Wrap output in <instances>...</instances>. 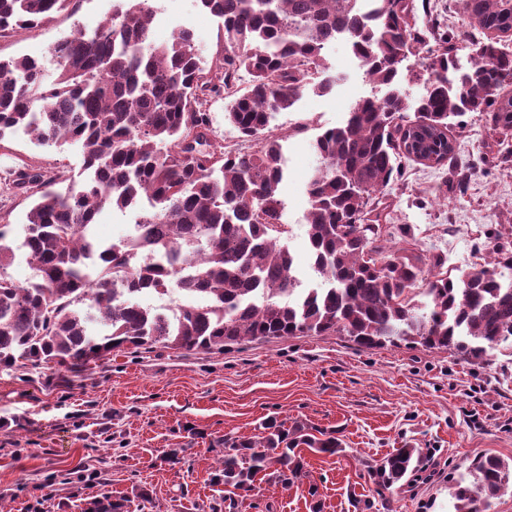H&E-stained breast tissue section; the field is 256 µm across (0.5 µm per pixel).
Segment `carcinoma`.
<instances>
[{"instance_id": "carcinoma-1", "label": "carcinoma", "mask_w": 512, "mask_h": 512, "mask_svg": "<svg viewBox=\"0 0 512 512\" xmlns=\"http://www.w3.org/2000/svg\"><path fill=\"white\" fill-rule=\"evenodd\" d=\"M151 2L112 0L95 29L78 27L58 41L51 81L36 57L0 59V139L21 129L41 146L74 145L86 172L64 191L40 170L14 180L35 200L20 229L0 224L1 370L82 368L129 347L210 352L304 335L346 336L365 348L406 341L471 359L512 342V240L496 235L491 260L454 278L441 256L426 263L386 249L375 201L400 174L398 159L414 157L418 122L437 129L443 166L455 159L449 119L488 111L503 134L499 163L512 161V0H456L470 27V66L432 28L438 54L418 74L424 92L414 100L399 88L403 63L427 47L413 0H197L224 26L223 50L208 68L187 27L154 42ZM69 4L0 0V33ZM340 38L373 92L315 139L305 225L320 283L302 288L284 242L282 144L270 124L304 93L332 92L339 77L329 73L326 51ZM242 71L252 77L245 88ZM220 96L228 99L225 118L254 148L211 144L207 104ZM106 206L135 209L146 233L101 240L94 224ZM20 253L33 270L25 285L6 274ZM145 292H203L209 301L181 306L173 321L131 301ZM299 448L346 452L333 432L272 420L258 437L224 439L216 480L242 499L259 476L288 487L303 476ZM421 456L396 448L368 474L390 488L417 474ZM95 476L51 472L45 485L89 489ZM471 476L455 481V512H479L480 499L512 490V469L494 455L475 459ZM135 502L152 503L150 491L89 494L83 512H130Z\"/></svg>"}]
</instances>
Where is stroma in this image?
<instances>
[{
  "label": "stroma",
  "instance_id": "obj_1",
  "mask_svg": "<svg viewBox=\"0 0 512 512\" xmlns=\"http://www.w3.org/2000/svg\"><path fill=\"white\" fill-rule=\"evenodd\" d=\"M418 27L440 25L452 37L459 63L471 46L467 19L453 0H414ZM154 36L193 30L204 63L221 52L222 22L194 0H155ZM112 0H71L41 25L0 36V57H38L54 77L52 46L75 27L92 29ZM338 77L326 95L305 94L271 129L281 139L286 177L280 186L282 223L297 276L311 285L305 215L308 180L318 164L317 135L344 123L353 103L371 93L347 41L327 53ZM459 165H472L465 194L450 189L451 168L402 158L401 176L382 197L383 221L397 233L389 245L424 258L442 254L452 276L467 271L471 254L495 242L512 222V171L496 160L488 113L454 118L449 131ZM27 168L80 180L81 157L70 146L43 147L29 135L0 140V224L21 226L33 199L13 186ZM270 419L300 420L336 432L346 452L329 456L302 449L301 484L260 482L238 508L224 505L211 482L224 438L254 437ZM422 449L421 477L388 489L377 486L368 463L403 445ZM176 461H165L170 449ZM494 454L512 463V355L498 348L483 359L426 351L404 342L361 348L342 336H293L244 342L223 352L157 347L114 354L109 364L80 372L28 366L0 370V506L5 512H81L84 492L73 485L42 488L51 470L79 463L100 470L102 492L151 490L153 512H455L451 487L473 460ZM316 495H309V486Z\"/></svg>",
  "mask_w": 512,
  "mask_h": 512
}]
</instances>
